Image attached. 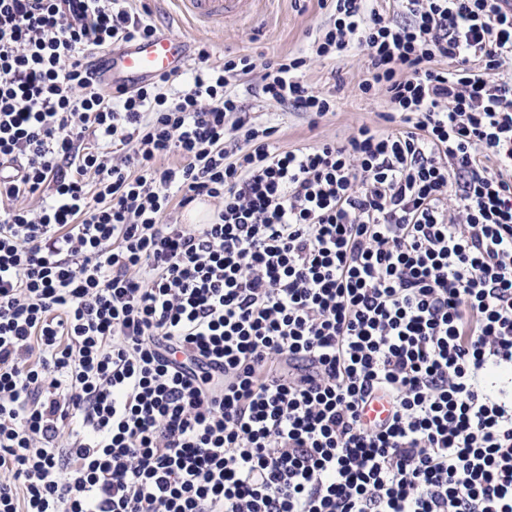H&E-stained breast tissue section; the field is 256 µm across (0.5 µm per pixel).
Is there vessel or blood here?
<instances>
[{"label":"vessel or blood","instance_id":"obj_1","mask_svg":"<svg viewBox=\"0 0 512 512\" xmlns=\"http://www.w3.org/2000/svg\"><path fill=\"white\" fill-rule=\"evenodd\" d=\"M186 17L199 22L223 23L225 17L236 12L239 0H180ZM191 55L184 38L171 29H163L156 36L136 42L120 51L110 53L105 65L111 77L112 89H131L153 76L180 73L188 65Z\"/></svg>","mask_w":512,"mask_h":512}]
</instances>
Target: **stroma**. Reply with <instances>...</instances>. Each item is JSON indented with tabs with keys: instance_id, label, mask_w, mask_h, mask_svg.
<instances>
[{
	"instance_id": "stroma-1",
	"label": "stroma",
	"mask_w": 512,
	"mask_h": 512,
	"mask_svg": "<svg viewBox=\"0 0 512 512\" xmlns=\"http://www.w3.org/2000/svg\"><path fill=\"white\" fill-rule=\"evenodd\" d=\"M144 2L157 27L172 28L191 45H206L211 62L217 64L228 56L247 54L265 62L307 51L316 30L328 18L320 0H242L238 14L220 25L187 19L175 0ZM367 76V58L360 51L308 63L302 73L304 81L336 98L334 111L316 122L308 114L269 104L254 93L259 72L241 76L237 85L243 90L242 106L252 121L277 126L278 144L291 150L324 140H344L363 124L379 125L378 114L385 111L386 104L382 95L360 92L359 85Z\"/></svg>"
}]
</instances>
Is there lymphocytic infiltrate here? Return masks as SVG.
<instances>
[{
	"instance_id": "1",
	"label": "lymphocytic infiltrate",
	"mask_w": 512,
	"mask_h": 512,
	"mask_svg": "<svg viewBox=\"0 0 512 512\" xmlns=\"http://www.w3.org/2000/svg\"><path fill=\"white\" fill-rule=\"evenodd\" d=\"M397 3L311 45L384 128L284 150L306 56L112 95L147 13L0 0V512H512V8Z\"/></svg>"
}]
</instances>
